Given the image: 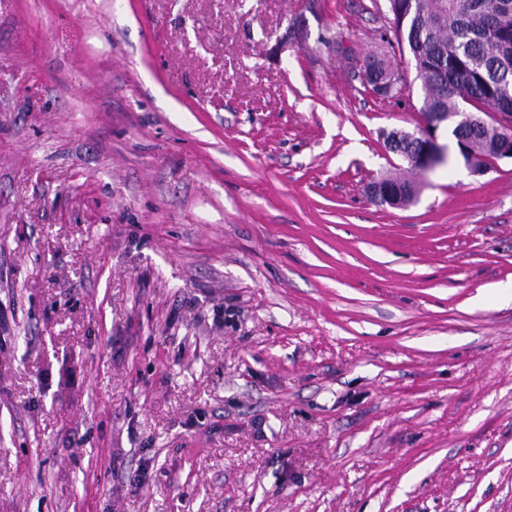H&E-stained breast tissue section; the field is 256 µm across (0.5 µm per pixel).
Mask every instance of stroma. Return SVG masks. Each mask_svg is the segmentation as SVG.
Masks as SVG:
<instances>
[{"label": "stroma", "mask_w": 512, "mask_h": 512, "mask_svg": "<svg viewBox=\"0 0 512 512\" xmlns=\"http://www.w3.org/2000/svg\"><path fill=\"white\" fill-rule=\"evenodd\" d=\"M389 27L0 0V512H512V162L388 152ZM368 191L380 202L391 207L402 206L405 201V194L399 183L376 180L371 183Z\"/></svg>", "instance_id": "1"}]
</instances>
